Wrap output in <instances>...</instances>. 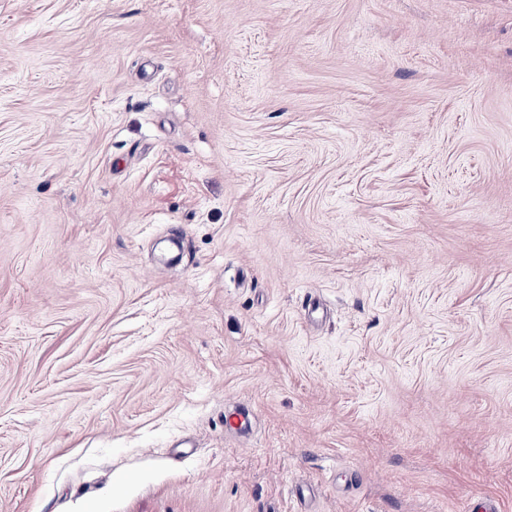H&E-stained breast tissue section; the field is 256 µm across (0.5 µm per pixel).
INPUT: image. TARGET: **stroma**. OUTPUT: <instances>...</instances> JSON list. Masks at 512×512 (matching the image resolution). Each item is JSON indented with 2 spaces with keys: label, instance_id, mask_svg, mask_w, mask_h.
Wrapping results in <instances>:
<instances>
[{
  "label": "stroma",
  "instance_id": "obj_1",
  "mask_svg": "<svg viewBox=\"0 0 512 512\" xmlns=\"http://www.w3.org/2000/svg\"><path fill=\"white\" fill-rule=\"evenodd\" d=\"M512 512V0H0V512Z\"/></svg>",
  "mask_w": 512,
  "mask_h": 512
}]
</instances>
